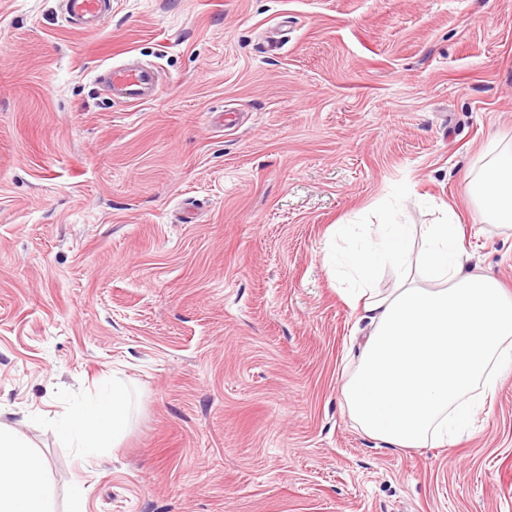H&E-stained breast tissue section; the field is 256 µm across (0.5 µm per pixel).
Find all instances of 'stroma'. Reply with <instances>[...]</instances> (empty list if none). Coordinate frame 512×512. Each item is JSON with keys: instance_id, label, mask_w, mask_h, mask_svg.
<instances>
[{"instance_id": "1", "label": "stroma", "mask_w": 512, "mask_h": 512, "mask_svg": "<svg viewBox=\"0 0 512 512\" xmlns=\"http://www.w3.org/2000/svg\"><path fill=\"white\" fill-rule=\"evenodd\" d=\"M141 61L148 101L99 69ZM512 145V0H0V423L55 512H512V375L474 434L393 448L347 414L359 315L336 224L459 213L512 291V231L469 193ZM122 380L130 424L80 460L55 418ZM66 21L78 34L98 30L112 12L111 0H64Z\"/></svg>"}]
</instances>
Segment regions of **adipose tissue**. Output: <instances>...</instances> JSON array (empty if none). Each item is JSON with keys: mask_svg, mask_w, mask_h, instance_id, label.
Wrapping results in <instances>:
<instances>
[{"mask_svg": "<svg viewBox=\"0 0 512 512\" xmlns=\"http://www.w3.org/2000/svg\"><path fill=\"white\" fill-rule=\"evenodd\" d=\"M491 158L469 185L485 221L512 224V151ZM437 223L416 228L394 216L338 229L329 270L345 301L368 320L356 365L343 386L350 418L368 437L401 448L452 445L512 371V296L492 276L466 269L464 228L440 205ZM392 267L394 287L378 271ZM126 390L113 382L97 403L73 408L62 441L86 458L119 437ZM0 512H54L46 462L29 441L0 425Z\"/></svg>", "mask_w": 512, "mask_h": 512, "instance_id": "1", "label": "adipose tissue"}]
</instances>
